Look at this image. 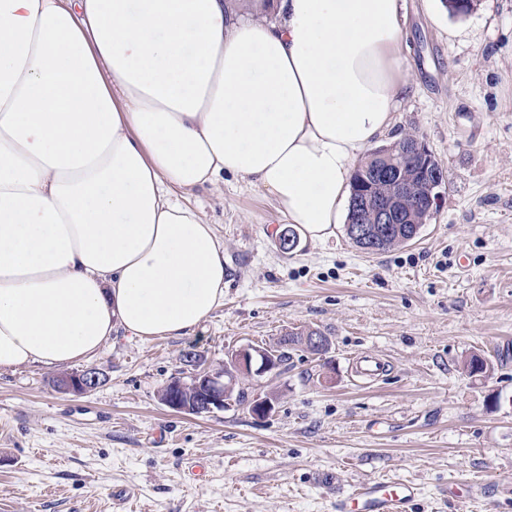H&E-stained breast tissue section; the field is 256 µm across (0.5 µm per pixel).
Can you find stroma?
<instances>
[{"label":"stroma","instance_id":"35a3bbf8","mask_svg":"<svg viewBox=\"0 0 512 512\" xmlns=\"http://www.w3.org/2000/svg\"><path fill=\"white\" fill-rule=\"evenodd\" d=\"M401 25L411 92L381 142L416 132L446 175L418 237L367 254L341 227L287 252L262 191L232 176L194 191L224 248L223 303L186 336L117 330L84 395L54 387L57 366L0 371V512H336L373 478L414 483L409 512H512V0L458 16L404 0ZM301 331L328 352L294 347L240 382L274 397L266 418L158 400L189 378L184 351L218 373L229 352ZM474 352L484 376L463 368ZM361 353L384 372L355 373Z\"/></svg>","mask_w":512,"mask_h":512}]
</instances>
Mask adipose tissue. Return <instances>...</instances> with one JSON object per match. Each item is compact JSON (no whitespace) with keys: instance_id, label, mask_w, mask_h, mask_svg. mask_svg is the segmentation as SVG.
<instances>
[{"instance_id":"obj_1","label":"adipose tissue","mask_w":512,"mask_h":512,"mask_svg":"<svg viewBox=\"0 0 512 512\" xmlns=\"http://www.w3.org/2000/svg\"><path fill=\"white\" fill-rule=\"evenodd\" d=\"M0 0V369L191 332L224 300L184 195L231 175L335 236L410 91L401 0Z\"/></svg>"}]
</instances>
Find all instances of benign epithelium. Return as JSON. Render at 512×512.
<instances>
[{"instance_id": "7a95c632", "label": "benign epithelium", "mask_w": 512, "mask_h": 512, "mask_svg": "<svg viewBox=\"0 0 512 512\" xmlns=\"http://www.w3.org/2000/svg\"><path fill=\"white\" fill-rule=\"evenodd\" d=\"M408 154L418 160L423 167L429 168L436 164L432 154L421 143L409 147ZM412 191L411 186L398 184L394 192L385 202H377L372 208V219L375 224H391L398 205L406 192ZM224 369L238 377L253 379L261 378L277 370V362L269 349L247 346L236 349L227 355ZM100 384V372L87 368L79 373H62L56 377L57 389L75 395H84L95 390ZM233 384L220 380L204 370H199L188 380H181L172 389H163L158 395L162 405L178 413H205L224 409L228 403ZM275 408V399L271 396H257L251 404L250 412L257 418L268 417Z\"/></svg>"}]
</instances>
